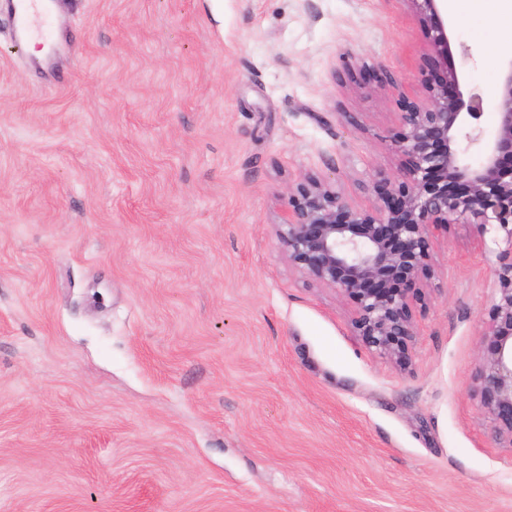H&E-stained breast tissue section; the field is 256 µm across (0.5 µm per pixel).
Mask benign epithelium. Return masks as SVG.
<instances>
[{
	"label": "benign epithelium",
	"mask_w": 512,
	"mask_h": 512,
	"mask_svg": "<svg viewBox=\"0 0 512 512\" xmlns=\"http://www.w3.org/2000/svg\"><path fill=\"white\" fill-rule=\"evenodd\" d=\"M441 75L420 102L400 113L389 137L400 158L401 182L379 189V203L358 208L335 185L306 177L288 194L275 232L288 261L313 283L339 291L354 304L353 325L376 353L402 362L415 336L410 304L432 274V235L450 224H472L481 234L504 232L501 262L492 271V315L482 337L494 343L475 379L480 410L493 438L512 449V56L500 72L495 130L481 125L482 96L462 88L453 24L444 0H405ZM477 161H471V156Z\"/></svg>",
	"instance_id": "obj_1"
}]
</instances>
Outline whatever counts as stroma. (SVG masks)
<instances>
[{
    "mask_svg": "<svg viewBox=\"0 0 512 512\" xmlns=\"http://www.w3.org/2000/svg\"><path fill=\"white\" fill-rule=\"evenodd\" d=\"M56 2L49 80L0 6V512H512L491 236L433 234L402 368L275 234L305 177L397 187L405 0ZM451 20L493 103L512 36Z\"/></svg>",
    "mask_w": 512,
    "mask_h": 512,
    "instance_id": "obj_1",
    "label": "stroma"
}]
</instances>
